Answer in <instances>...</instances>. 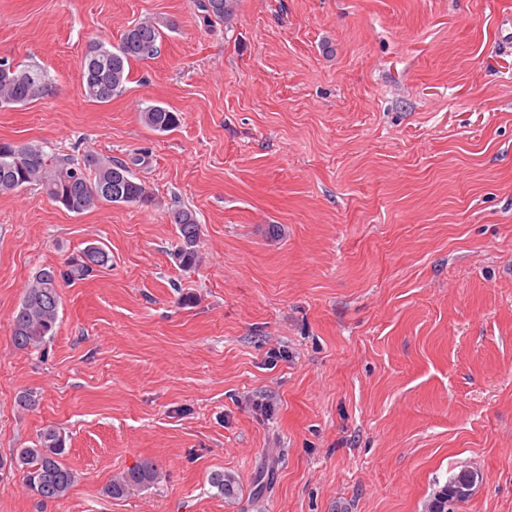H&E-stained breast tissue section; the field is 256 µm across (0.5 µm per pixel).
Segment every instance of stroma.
Masks as SVG:
<instances>
[{
    "instance_id": "1",
    "label": "stroma",
    "mask_w": 512,
    "mask_h": 512,
    "mask_svg": "<svg viewBox=\"0 0 512 512\" xmlns=\"http://www.w3.org/2000/svg\"><path fill=\"white\" fill-rule=\"evenodd\" d=\"M147 17L174 23L158 54L90 101L89 44ZM508 18L512 0H237L226 22L199 0H0V59L51 82L0 109V140L133 163L156 198L77 215L0 193V457L55 425L77 476L42 503L0 473V512H427L463 469L458 512H512ZM151 104L179 127H145ZM179 206L202 225L192 271L170 258ZM90 244L111 267L62 284L53 340L16 349L33 275ZM146 460L155 485L106 496Z\"/></svg>"
}]
</instances>
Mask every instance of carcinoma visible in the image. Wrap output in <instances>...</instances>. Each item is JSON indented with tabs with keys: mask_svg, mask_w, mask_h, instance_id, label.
<instances>
[{
	"mask_svg": "<svg viewBox=\"0 0 512 512\" xmlns=\"http://www.w3.org/2000/svg\"><path fill=\"white\" fill-rule=\"evenodd\" d=\"M237 0H200L208 16L224 21L234 15ZM162 30L157 22L145 19L130 25L120 43L107 46L102 42L90 44L79 62L86 97L107 103L125 90L133 61L151 59L158 54ZM48 83L43 72L33 66H15L0 73V108L26 105L43 97ZM140 119L153 131L168 132L180 124V115L162 105H150L140 112ZM117 183L121 194L106 196L104 185ZM38 186L53 201L67 211L82 214L104 203L153 205L155 198L146 183L134 176L128 164L86 155L82 159L61 158L38 144H13L0 141V192L7 193ZM170 223L178 235V245L172 253L174 263L182 270L197 268L202 261L198 242L202 233L197 214L189 208L169 211ZM71 256L64 267L45 266L39 269L25 289L23 298L12 314L11 340L18 349L40 348L56 334L60 303L46 299L49 294L60 297L63 282L85 280L96 269L81 262L80 255ZM65 434L48 425L37 435L34 446L20 448L4 463L21 471L27 487L41 501L59 500L67 496L75 482L73 470L64 462ZM474 474L461 471L452 475L438 490L429 504L428 512H447L448 491L469 481ZM157 469L148 461L128 469L107 486L106 494L113 499L125 497L130 489L155 483ZM211 486L223 496L236 493V482L230 475L217 472L211 476Z\"/></svg>",
	"mask_w": 512,
	"mask_h": 512,
	"instance_id": "cac0c4a2",
	"label": "carcinoma"
}]
</instances>
